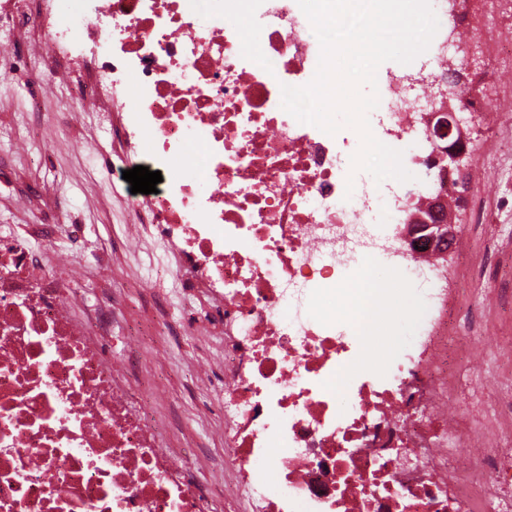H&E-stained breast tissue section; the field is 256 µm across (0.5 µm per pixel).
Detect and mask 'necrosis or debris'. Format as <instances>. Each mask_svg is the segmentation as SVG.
<instances>
[{"mask_svg": "<svg viewBox=\"0 0 512 512\" xmlns=\"http://www.w3.org/2000/svg\"><path fill=\"white\" fill-rule=\"evenodd\" d=\"M439 29L408 64L380 65L369 115L408 182L350 170L360 144L281 107L320 47L296 0H0V28L37 87L76 91L58 124L88 120L112 152L143 153L158 193L128 201L130 229L179 248L197 303L189 336H223L205 368L224 394V512H512V282L490 267L511 242L481 234L512 214V172L491 203L469 189L512 133V0H432ZM468 82L449 88L470 55ZM121 91L132 108L112 109ZM464 110L465 169L431 168V115ZM440 211L456 236L411 248L406 225ZM53 223L0 226V512H207L200 472L160 447L109 361L119 298L89 306ZM382 258L391 287L370 280ZM339 301L341 311L328 309ZM413 304L410 331L375 363Z\"/></svg>", "mask_w": 512, "mask_h": 512, "instance_id": "1", "label": "necrosis or debris"}]
</instances>
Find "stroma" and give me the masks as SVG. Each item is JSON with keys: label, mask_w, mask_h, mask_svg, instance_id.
<instances>
[{"label": "stroma", "mask_w": 512, "mask_h": 512, "mask_svg": "<svg viewBox=\"0 0 512 512\" xmlns=\"http://www.w3.org/2000/svg\"><path fill=\"white\" fill-rule=\"evenodd\" d=\"M6 65L8 75H0V168L6 173L0 179V225L46 221V211L16 206L20 193L27 190L65 206L84 226L83 291L90 304H106L109 296L116 294L123 296L128 310L140 311L152 308L159 299L168 319L181 321L194 301L180 292L175 275L167 270L168 259L152 242L123 253L120 262L110 269L101 270L95 264L96 256L111 252L113 240L128 221L125 205L130 185L122 173L133 168V161L116 156L106 165L94 156L53 147L41 139H29L25 154L14 153V142L29 138L33 87L26 73L32 65L17 58L7 60ZM145 279L157 283L158 296L131 289V281ZM152 348L163 368V395L158 408L161 445L171 448L176 438L188 437L190 446L183 449L182 456L206 476L210 512H224V394L212 390L195 368L208 356L220 355L224 342L167 336L155 340Z\"/></svg>", "instance_id": "1"}]
</instances>
